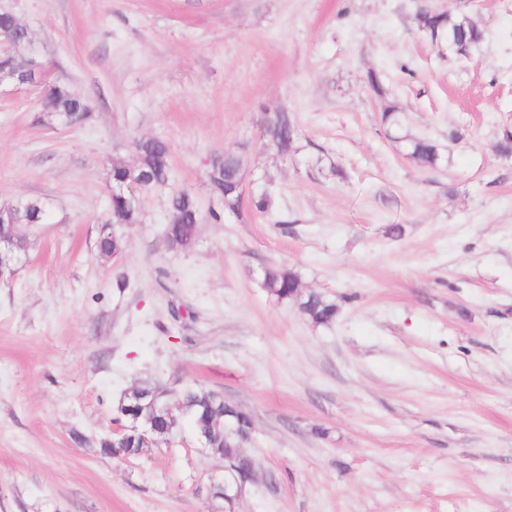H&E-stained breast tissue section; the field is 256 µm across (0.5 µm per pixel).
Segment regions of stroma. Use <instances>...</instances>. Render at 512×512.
Returning a JSON list of instances; mask_svg holds the SVG:
<instances>
[{"mask_svg":"<svg viewBox=\"0 0 512 512\" xmlns=\"http://www.w3.org/2000/svg\"><path fill=\"white\" fill-rule=\"evenodd\" d=\"M422 5L473 16L479 50L440 53ZM0 7L29 32L17 53L44 64L40 82L0 80V206L51 205L0 282V512H222L224 461L189 424L133 458L102 451L145 381L216 389L250 415L238 512H512V161L494 154L512 130V0ZM53 82L89 97L90 123L40 118ZM283 110L299 128L285 157L261 138ZM405 135L437 143L436 169ZM154 136L174 176L106 258L112 161L135 164L133 140ZM228 150L245 164L239 216L168 249L170 198L216 207L207 174ZM268 265L338 301L335 321L271 297Z\"/></svg>","mask_w":512,"mask_h":512,"instance_id":"obj_1","label":"stroma"}]
</instances>
